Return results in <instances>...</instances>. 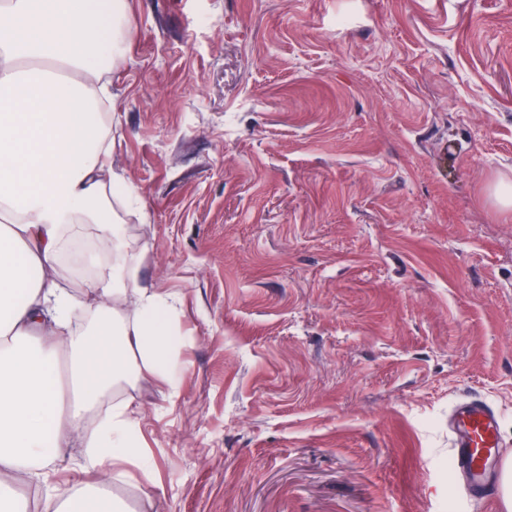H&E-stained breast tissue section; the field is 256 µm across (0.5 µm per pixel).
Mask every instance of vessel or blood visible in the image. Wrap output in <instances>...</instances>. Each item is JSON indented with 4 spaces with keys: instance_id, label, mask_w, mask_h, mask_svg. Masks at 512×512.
I'll use <instances>...</instances> for the list:
<instances>
[{
    "instance_id": "b4317fda",
    "label": "vessel or blood",
    "mask_w": 512,
    "mask_h": 512,
    "mask_svg": "<svg viewBox=\"0 0 512 512\" xmlns=\"http://www.w3.org/2000/svg\"><path fill=\"white\" fill-rule=\"evenodd\" d=\"M449 433L453 469L465 479L463 495L476 505H493L503 454L499 412L480 397L460 399L449 415Z\"/></svg>"
}]
</instances>
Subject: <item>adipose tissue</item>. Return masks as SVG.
Segmentation results:
<instances>
[{
    "instance_id": "1",
    "label": "adipose tissue",
    "mask_w": 512,
    "mask_h": 512,
    "mask_svg": "<svg viewBox=\"0 0 512 512\" xmlns=\"http://www.w3.org/2000/svg\"><path fill=\"white\" fill-rule=\"evenodd\" d=\"M130 33L124 0H0V471L40 489L42 512H126L108 481L140 454L130 405L87 416L130 377L176 383L171 305L138 279L110 202L132 190L95 123L112 99L106 62ZM73 224L97 225L112 251L90 283L96 306L53 277ZM88 316L94 332L74 333ZM76 436L77 467L97 479L64 492L56 462Z\"/></svg>"
}]
</instances>
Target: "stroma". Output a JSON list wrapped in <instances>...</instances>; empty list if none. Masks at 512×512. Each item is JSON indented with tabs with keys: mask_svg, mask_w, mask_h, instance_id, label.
<instances>
[{
	"mask_svg": "<svg viewBox=\"0 0 512 512\" xmlns=\"http://www.w3.org/2000/svg\"><path fill=\"white\" fill-rule=\"evenodd\" d=\"M112 166L179 385L117 386L128 512H476L448 410L512 460V0H126Z\"/></svg>",
	"mask_w": 512,
	"mask_h": 512,
	"instance_id": "35a3bbf8",
	"label": "stroma"
}]
</instances>
